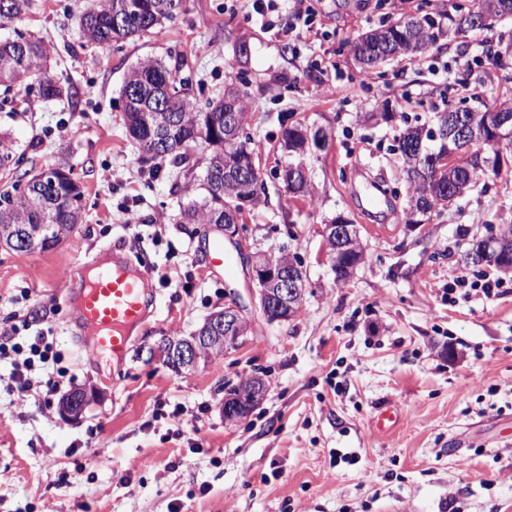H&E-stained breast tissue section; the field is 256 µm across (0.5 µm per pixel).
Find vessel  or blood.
<instances>
[{
    "mask_svg": "<svg viewBox=\"0 0 512 512\" xmlns=\"http://www.w3.org/2000/svg\"><path fill=\"white\" fill-rule=\"evenodd\" d=\"M60 286L75 291V318L83 331L78 344L90 359L104 354L123 359L134 330L156 311V292L147 273L112 246L90 265L66 268Z\"/></svg>",
    "mask_w": 512,
    "mask_h": 512,
    "instance_id": "vessel-or-blood-1",
    "label": "vessel or blood"
}]
</instances>
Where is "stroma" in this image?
<instances>
[{
  "mask_svg": "<svg viewBox=\"0 0 512 512\" xmlns=\"http://www.w3.org/2000/svg\"><path fill=\"white\" fill-rule=\"evenodd\" d=\"M184 0L162 33L109 48L85 42L77 19L96 0H31L0 21L50 48L47 72L70 101L29 110L24 90L0 107V136L21 156L0 170V191L65 165L80 182L83 219L55 248L0 246V329L28 317L54 329L68 373L56 392L19 396L0 364V512H512V272L465 254L488 225H512V165L480 180L421 224L407 223L409 191L395 139L404 122L430 123L446 105L512 101L496 72L512 17L452 36L413 61L359 75L348 45L381 21L454 14L460 0H309L312 30L292 29L287 7L260 16L251 0ZM147 59L174 66L198 102L227 86L249 103L246 132L265 191L243 217L233 275L206 267L213 226L181 213L205 196L199 172L145 162L124 125L121 89ZM391 106L404 121L383 122ZM324 128L325 149L304 159L312 198L275 176L287 119ZM139 220L128 223L126 209ZM360 230L365 260L336 283L323 229L336 215ZM123 247L160 293L156 316L122 368L90 361L60 288L61 270ZM301 256L298 316L270 324L246 261L255 251ZM499 280L495 296L448 300L457 277ZM236 299L250 321L238 350L177 375L151 355L162 337L191 335ZM263 372L270 391L244 421L224 423L225 389ZM99 401L76 422L58 408L71 389ZM398 420L379 431L383 406Z\"/></svg>",
  "mask_w": 512,
  "mask_h": 512,
  "instance_id": "obj_1",
  "label": "stroma"
}]
</instances>
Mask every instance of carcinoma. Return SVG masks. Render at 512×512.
<instances>
[{
  "instance_id": "obj_1",
  "label": "carcinoma",
  "mask_w": 512,
  "mask_h": 512,
  "mask_svg": "<svg viewBox=\"0 0 512 512\" xmlns=\"http://www.w3.org/2000/svg\"><path fill=\"white\" fill-rule=\"evenodd\" d=\"M29 0H0V20H10L23 13ZM182 0H98V4L78 20L85 39L99 47H110L114 43L131 39L143 33L162 31L166 24L178 16ZM127 16L124 26L114 22V16ZM429 27V40L438 43L462 32L457 19L448 18V24L437 20L433 14L422 15ZM421 29L412 30L399 22L383 23L353 42V59L365 75H371L380 65L396 60H411L415 52L407 46L419 43ZM50 55L49 47L34 39L16 34V38L0 41V86L26 85L40 72ZM71 97V87L64 86L51 76L38 81V98L53 100ZM125 124L129 135L145 151L158 150V144L167 145L172 164L179 168L187 158V149L198 143L206 144L210 154L205 158L203 182L207 196L203 204L184 211L188 224L224 223V170L238 169L248 162L254 151L250 138L243 135L232 143L224 140V114L232 111L240 126L246 125L247 104L235 87L224 91V97L199 106L186 88L177 83L169 66L161 61L149 59L139 63L128 74L123 88ZM425 130L423 124L404 123L396 142L404 162L403 176L411 195L408 197L406 223H412L414 213L430 214L452 203L448 197V185L455 184L461 191H468L485 176L500 170L490 147L475 142L462 150L461 161L440 177L420 178L417 169L425 168L428 155L449 148L459 149L451 143L444 146L436 142L427 146L429 137H424L420 155L410 154L404 147L409 140H416ZM281 141L288 146V156L300 154L301 143L297 127L284 129ZM20 164L12 141L0 137V169ZM82 197L80 185L72 178L71 171L57 166L51 178L45 182L27 181L26 190L0 194V245L11 247V237L20 224H27L38 231L36 248L48 250L55 247L60 238L55 226L74 229L82 221Z\"/></svg>"
}]
</instances>
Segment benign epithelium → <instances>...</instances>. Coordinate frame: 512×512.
Segmentation results:
<instances>
[{"label":"benign epithelium","mask_w":512,"mask_h":512,"mask_svg":"<svg viewBox=\"0 0 512 512\" xmlns=\"http://www.w3.org/2000/svg\"><path fill=\"white\" fill-rule=\"evenodd\" d=\"M463 26H489L490 17L484 9L483 0H471L467 11L459 16ZM484 123L493 132L512 126V110L499 104L487 105ZM441 133L455 140L486 142L493 148L499 164L508 162L512 154V141L503 137L491 140L477 133L475 120L459 112L448 118V124L433 134ZM239 190H260L263 176L255 161L250 168L240 169L224 177ZM326 258L338 279L345 282L353 276L364 259L358 228L354 224H327L324 227ZM512 244L504 240L501 232L492 229L479 240V248L470 252V259L483 264L490 259L505 255ZM251 277L257 286L258 307L270 323H285L293 319L303 306L306 292V272L302 261L294 254L274 256L256 252L248 256ZM249 330L248 320L241 307L231 302L224 309L210 314L196 332L188 337L166 338L152 348V354L167 368L180 375L196 372L203 360L204 352L220 349L226 354L243 343ZM269 383L265 375L254 373L238 384L228 388L224 395L222 411L224 422L233 425L247 419L267 396ZM96 399L93 391L77 388L62 401L63 418L78 420L90 409Z\"/></svg>","instance_id":"7a95c632"}]
</instances>
